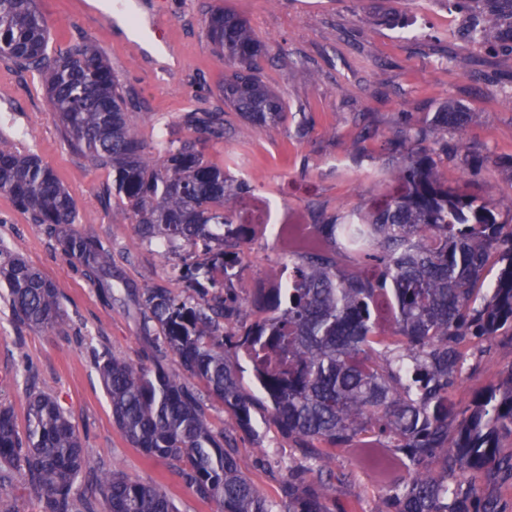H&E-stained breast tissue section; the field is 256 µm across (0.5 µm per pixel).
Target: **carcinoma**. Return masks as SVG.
Masks as SVG:
<instances>
[{
	"mask_svg": "<svg viewBox=\"0 0 512 512\" xmlns=\"http://www.w3.org/2000/svg\"><path fill=\"white\" fill-rule=\"evenodd\" d=\"M466 33L512 50V0H488ZM209 41L235 65L217 90L249 128L283 123L286 102L257 72L266 45L247 21L221 7L205 18ZM0 58L37 72L53 118L72 148L112 173V194L142 240L171 264L180 291L153 284L140 293L146 335L178 358L183 372L222 402L231 426L214 430L200 391L158 364L111 355L98 363L112 421L134 447L178 467L184 483L219 512H336L329 490L358 470L383 486L371 512H507L512 488V365L467 404L454 399L463 347L480 358L512 339V205L448 184L423 142L459 131L467 114L440 104L427 127L400 135L402 160L381 171L400 191L380 209L323 216L278 248L291 285L278 281L240 297L244 246L259 224L233 220L244 180L210 163L193 139L149 145L130 127L136 108L93 45L49 52L34 0H0ZM183 124L224 141V113L187 112ZM0 193L47 226L94 285L112 278V251L73 229L76 205L52 170L0 135ZM0 287L16 317L33 328L64 321L50 280L0 249ZM246 363L261 397L243 385ZM288 437L313 473L289 477L278 504L239 468V432L259 436L255 405ZM347 450L355 469L336 465ZM20 472L43 512H177L156 486L102 466L83 448L50 396L31 393L20 433L0 404V488ZM87 476L91 484L79 483Z\"/></svg>",
	"mask_w": 512,
	"mask_h": 512,
	"instance_id": "cac0c4a2",
	"label": "carcinoma"
}]
</instances>
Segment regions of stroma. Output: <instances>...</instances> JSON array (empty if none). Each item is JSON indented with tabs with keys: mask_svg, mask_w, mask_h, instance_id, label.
<instances>
[{
	"mask_svg": "<svg viewBox=\"0 0 512 512\" xmlns=\"http://www.w3.org/2000/svg\"><path fill=\"white\" fill-rule=\"evenodd\" d=\"M50 29L51 46L97 45L137 107L130 124L147 143L186 137L187 112L223 113V142L203 141L206 158L251 184L237 206L241 224H310L318 212L380 207L396 185L377 171L399 161L394 148L407 125H424L445 101L469 113L462 131L432 147L450 185L488 192L512 205V53L470 41L466 20L448 0H125L138 18L134 36L112 23L114 0H35ZM215 7L233 10L269 48L263 80L288 106L287 122L245 131L216 91L232 66L206 37L204 20ZM166 31L167 72H158L152 24ZM0 133L24 153L38 155L56 173L77 209L74 229L112 252V288L103 291L64 254L47 226L31 223L10 196L0 193V249L25 259L51 280L66 314L62 328L36 330L20 323L0 297V403L25 424L29 392L55 398L70 416L89 452L109 469L160 487L178 512H217L198 499L168 461L146 456L112 421L97 364L114 355L147 367L162 361L178 370L161 341L145 336L144 314L134 304L141 288L174 286L170 265L125 218L110 196L112 177L91 166L66 141L53 119L45 90L32 73L0 58ZM484 156L482 166L470 163ZM242 283L253 287L278 268L272 239L255 237L245 247ZM512 364V344L501 343L482 360H469L455 399L467 402ZM259 438L237 440L242 472L276 502L295 449L272 425ZM381 487L357 474L335 491L346 512H371Z\"/></svg>",
	"mask_w": 512,
	"mask_h": 512,
	"instance_id": "1",
	"label": "stroma"
}]
</instances>
